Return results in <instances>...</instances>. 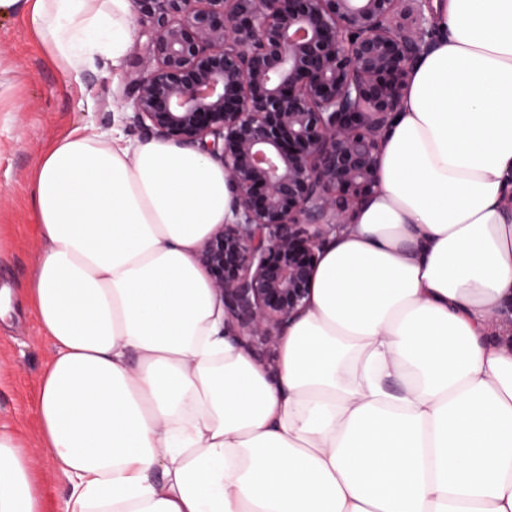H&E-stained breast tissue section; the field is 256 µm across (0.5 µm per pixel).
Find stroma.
<instances>
[{
	"label": "stroma",
	"instance_id": "1",
	"mask_svg": "<svg viewBox=\"0 0 512 512\" xmlns=\"http://www.w3.org/2000/svg\"><path fill=\"white\" fill-rule=\"evenodd\" d=\"M120 88L91 69L79 82L64 80L22 16L0 18V429L18 435L37 457L51 506L67 485L39 446L33 414L53 344L39 332L25 297L42 252L30 181L42 154L66 133L104 134L124 126Z\"/></svg>",
	"mask_w": 512,
	"mask_h": 512
}]
</instances>
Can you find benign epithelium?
Segmentation results:
<instances>
[{"instance_id":"7a95c632","label":"benign epithelium","mask_w":512,"mask_h":512,"mask_svg":"<svg viewBox=\"0 0 512 512\" xmlns=\"http://www.w3.org/2000/svg\"><path fill=\"white\" fill-rule=\"evenodd\" d=\"M127 127L224 165L232 221L196 259L224 332L274 356L323 246L376 187L383 139L436 38L428 0H132Z\"/></svg>"}]
</instances>
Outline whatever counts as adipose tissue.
I'll return each mask as SVG.
<instances>
[{
	"label": "adipose tissue",
	"mask_w": 512,
	"mask_h": 512,
	"mask_svg": "<svg viewBox=\"0 0 512 512\" xmlns=\"http://www.w3.org/2000/svg\"><path fill=\"white\" fill-rule=\"evenodd\" d=\"M432 8L378 186L323 248L277 376L194 259L233 218L221 164L117 128L42 155L28 294L56 512H512V0ZM17 13L70 80L117 77L133 42L131 0H0ZM35 469L0 431V512H45Z\"/></svg>",
	"instance_id": "ef3b65f1"
}]
</instances>
